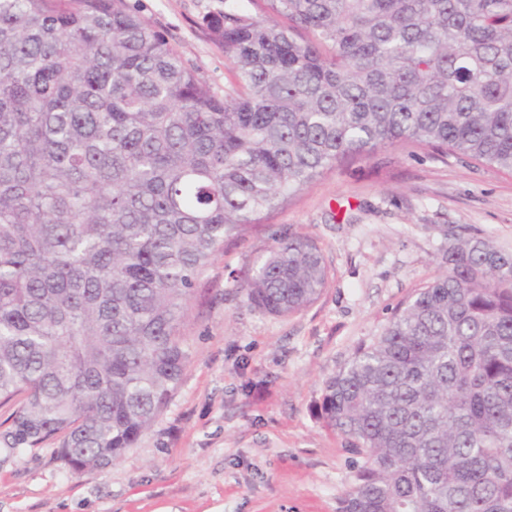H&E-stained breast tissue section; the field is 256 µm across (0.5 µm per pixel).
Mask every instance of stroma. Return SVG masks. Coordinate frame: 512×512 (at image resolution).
I'll return each mask as SVG.
<instances>
[{
    "label": "stroma",
    "instance_id": "stroma-1",
    "mask_svg": "<svg viewBox=\"0 0 512 512\" xmlns=\"http://www.w3.org/2000/svg\"><path fill=\"white\" fill-rule=\"evenodd\" d=\"M125 4L218 94H234L205 23L224 0ZM452 232L512 253V173L417 147L337 164L225 239L188 304L180 386L136 445L80 473L53 442L0 445V512H337L360 458L320 419L322 385L445 272ZM281 233L314 239L328 271L320 298L288 317L255 309L239 289Z\"/></svg>",
    "mask_w": 512,
    "mask_h": 512
}]
</instances>
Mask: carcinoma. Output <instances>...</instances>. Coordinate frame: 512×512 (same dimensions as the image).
I'll use <instances>...</instances> for the list:
<instances>
[{"mask_svg":"<svg viewBox=\"0 0 512 512\" xmlns=\"http://www.w3.org/2000/svg\"><path fill=\"white\" fill-rule=\"evenodd\" d=\"M206 18L219 96L123 0H0V405L6 447L80 472L149 430L189 361L181 327L224 248L326 169L378 148L512 173V0H264ZM448 271L323 383L363 462L339 512H512V255ZM310 237L241 285L277 317L320 296Z\"/></svg>","mask_w":512,"mask_h":512,"instance_id":"carcinoma-1","label":"carcinoma"}]
</instances>
